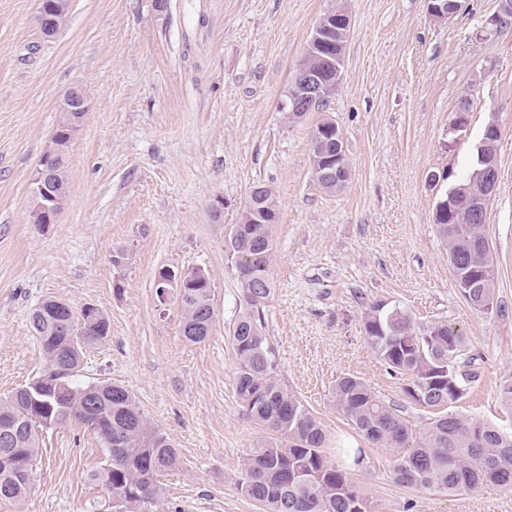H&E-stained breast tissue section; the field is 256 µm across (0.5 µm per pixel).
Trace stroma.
Here are the masks:
<instances>
[{
  "instance_id": "obj_1",
  "label": "stroma",
  "mask_w": 512,
  "mask_h": 512,
  "mask_svg": "<svg viewBox=\"0 0 512 512\" xmlns=\"http://www.w3.org/2000/svg\"><path fill=\"white\" fill-rule=\"evenodd\" d=\"M339 3L351 28L338 84L326 108L292 118L291 78L317 21ZM169 4L160 16L154 0H70L47 36L35 0H0V400L46 367L31 310L49 297L93 304L110 333L86 352L81 381L128 388L179 452L160 478V512H262L236 486L266 433L235 394L228 332L239 285L225 236L264 184L278 200L264 310L277 374L321 421L329 448L361 449L357 490L374 512H512V486L445 496L400 485L395 451L365 439L332 400L337 379L353 374L399 409L412 437L429 421L364 336L363 313L380 300L416 322L461 328L477 377L451 413L508 421L497 393L512 373V26L485 28L501 0H463L445 21L429 17L425 0ZM73 86L89 112L69 145V196L56 223L31 224L30 183ZM327 118L350 170L336 192L311 167ZM490 123L500 132L485 224L496 280L492 308L477 311L434 217ZM164 266L208 273L214 317L203 342L181 335L177 293L159 302ZM39 447L31 494L0 512H112L111 494L89 479L105 461L97 433L75 422L40 431Z\"/></svg>"
}]
</instances>
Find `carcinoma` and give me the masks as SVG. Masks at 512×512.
Returning a JSON list of instances; mask_svg holds the SVG:
<instances>
[{"label":"carcinoma","mask_w":512,"mask_h":512,"mask_svg":"<svg viewBox=\"0 0 512 512\" xmlns=\"http://www.w3.org/2000/svg\"><path fill=\"white\" fill-rule=\"evenodd\" d=\"M305 65L320 70L329 90H334L336 71L331 63L309 58ZM67 169L65 159L55 173L61 187L54 203L58 212L69 192ZM473 173L469 170L452 185L435 213L456 276L474 268H495L485 217L470 215L481 191ZM277 220L275 195L261 185L255 205L240 214L243 233L234 244L244 258L240 310L230 328L237 359L235 391L247 417L268 433L245 459L237 489L260 503L264 512H371L348 468L327 455L321 422L277 377V360L263 321L274 290L270 268ZM494 284L490 280L482 294L468 300L472 308L486 310V302L494 301ZM180 302L183 336L192 343L204 341L213 321L210 284L191 283L180 293ZM29 323L47 369L0 401V442L11 440L25 460L22 469L0 463V501L18 502L31 493L39 428L73 422L88 427L95 421L100 426L96 433L104 441L112 440V446L103 448L105 464L92 480L110 492L114 512H157L163 494L157 477L178 466L174 444L156 429L127 388L106 381L76 382L84 351L109 336L108 317L60 310L46 298L31 310ZM362 327L379 359L400 376L408 401L434 411V418L410 447L407 423L396 408L355 375L336 381L332 391L336 408L368 441L397 451L395 481L444 495L488 484L511 486L512 427L448 412L476 377L472 361L464 358L461 331L439 321L418 324L408 313L380 302L366 308ZM498 398L512 412V374L502 378Z\"/></svg>","instance_id":"cac0c4a2"}]
</instances>
